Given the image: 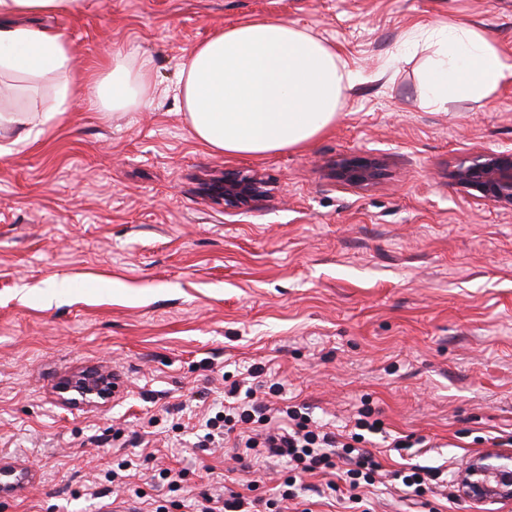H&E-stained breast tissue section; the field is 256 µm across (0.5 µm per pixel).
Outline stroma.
Returning a JSON list of instances; mask_svg holds the SVG:
<instances>
[{
	"mask_svg": "<svg viewBox=\"0 0 512 512\" xmlns=\"http://www.w3.org/2000/svg\"><path fill=\"white\" fill-rule=\"evenodd\" d=\"M261 17L335 47L361 79L307 147L219 155L176 101L181 65ZM31 23L66 39L76 80L118 51L151 59L154 91L135 112L78 106L45 124L54 81L6 77L19 91L0 108L41 132L0 129V466L16 471L0 512H112L125 459L132 488L185 512V491L240 475L197 424L250 367L336 429L366 408L383 421L365 442L383 474L371 512H422L393 479L408 465L457 477L512 452V209L452 177L512 149V80L432 110L427 52H399L416 25L465 24L512 62V0H86ZM359 153L378 176L338 181ZM228 168L261 177L262 195L225 207L208 188ZM90 369L112 374L109 401L60 392ZM159 463L181 471L179 490L154 478Z\"/></svg>",
	"mask_w": 512,
	"mask_h": 512,
	"instance_id": "1",
	"label": "stroma"
}]
</instances>
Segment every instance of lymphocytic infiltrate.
<instances>
[{"label": "lymphocytic infiltrate", "mask_w": 512, "mask_h": 512, "mask_svg": "<svg viewBox=\"0 0 512 512\" xmlns=\"http://www.w3.org/2000/svg\"><path fill=\"white\" fill-rule=\"evenodd\" d=\"M269 400L256 398L253 389L231 385L225 391L223 411L205 421L207 441L218 439L239 448V460L249 466L267 467L278 462L287 464L289 476L280 484L275 498L266 500L268 512L280 503L296 500L297 477L334 468L336 458H344L349 466L341 481H328L319 496L345 488L351 502H362V490L374 485L378 464L363 443L366 434L382 432L383 424L371 410L359 411L354 429L349 433L328 430L316 424L309 413L289 404L283 384L268 388ZM254 480H246L244 491L223 485L191 497L189 512H247L249 491Z\"/></svg>", "instance_id": "f902f5d3"}]
</instances>
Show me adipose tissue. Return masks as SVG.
Here are the masks:
<instances>
[{"mask_svg": "<svg viewBox=\"0 0 512 512\" xmlns=\"http://www.w3.org/2000/svg\"><path fill=\"white\" fill-rule=\"evenodd\" d=\"M84 0H0V73L57 80L47 118L86 102L100 112H131L154 88L147 60L115 54L105 74L74 81L70 51L57 33L20 25V18ZM405 44L433 52L421 79L425 106L465 97L482 102L512 77L494 41L464 25L414 27ZM360 80L335 49L288 22L261 18L218 31L182 65L178 96L194 139L218 154L263 157L303 146L336 120L343 93Z\"/></svg>", "mask_w": 512, "mask_h": 512, "instance_id": "ef3b65f1", "label": "adipose tissue"}]
</instances>
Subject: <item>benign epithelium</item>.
Wrapping results in <instances>:
<instances>
[{"label": "benign epithelium", "instance_id": "7a95c632", "mask_svg": "<svg viewBox=\"0 0 512 512\" xmlns=\"http://www.w3.org/2000/svg\"><path fill=\"white\" fill-rule=\"evenodd\" d=\"M377 163L364 155H352L339 163L336 175L349 185H360L377 175ZM458 185L474 190L481 197L512 208V151H485L470 164L453 172ZM263 182L237 169L224 170V179L214 183L213 191L227 207H240L261 194ZM65 391H74L83 399L93 396L106 399L111 394L108 378L96 371H87L62 384ZM463 495L474 503H497L512 500V453L475 458L461 478Z\"/></svg>", "mask_w": 512, "mask_h": 512}]
</instances>
